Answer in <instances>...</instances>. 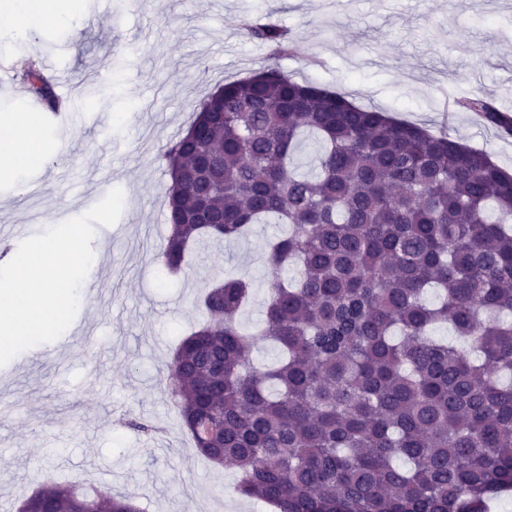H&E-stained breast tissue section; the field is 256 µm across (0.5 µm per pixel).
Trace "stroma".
Wrapping results in <instances>:
<instances>
[{"label":"stroma","instance_id":"35a3bbf8","mask_svg":"<svg viewBox=\"0 0 512 512\" xmlns=\"http://www.w3.org/2000/svg\"><path fill=\"white\" fill-rule=\"evenodd\" d=\"M68 18L26 37L0 25L12 59L57 60V94L74 105L59 125L29 109L27 84L0 87V113L29 114L48 160L0 175V227L34 236L124 192L118 221L97 226L92 287L70 328L0 367V512H18L43 483L112 487L140 512H271L235 490L238 471L195 449L170 392L168 365L202 318L220 273L253 284L240 316L255 331L270 278L264 257L279 225L198 251L173 274L155 258L169 233L166 147L225 81L276 67L361 106L444 132L512 170V138L470 113L444 117L447 92L481 94L512 114V0H66ZM289 29L294 52L246 38L243 18ZM145 431L132 429V422Z\"/></svg>","mask_w":512,"mask_h":512}]
</instances>
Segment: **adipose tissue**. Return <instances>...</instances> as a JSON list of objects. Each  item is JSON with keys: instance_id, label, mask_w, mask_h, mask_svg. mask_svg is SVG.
I'll use <instances>...</instances> for the list:
<instances>
[{"instance_id": "1", "label": "adipose tissue", "mask_w": 512, "mask_h": 512, "mask_svg": "<svg viewBox=\"0 0 512 512\" xmlns=\"http://www.w3.org/2000/svg\"><path fill=\"white\" fill-rule=\"evenodd\" d=\"M56 0H8L0 14L7 17L11 28L25 32L32 21L60 22L63 12L54 7ZM47 149L28 119L11 114L0 115V172L10 174L27 167Z\"/></svg>"}]
</instances>
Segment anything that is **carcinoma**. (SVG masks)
<instances>
[{"label":"carcinoma","mask_w":512,"mask_h":512,"mask_svg":"<svg viewBox=\"0 0 512 512\" xmlns=\"http://www.w3.org/2000/svg\"><path fill=\"white\" fill-rule=\"evenodd\" d=\"M244 32L276 52L287 30ZM29 90L49 108L37 64ZM501 136L512 116L458 103ZM306 135L317 167L297 171ZM168 161L158 256L172 273L204 238L273 218L257 368L238 322L253 284L206 285L207 320L179 344L172 390L195 448L274 512H487L512 489V174L479 149L269 67L211 93ZM445 323L468 346L430 336ZM37 512H139L133 497L53 483Z\"/></svg>","instance_id":"carcinoma-1"}]
</instances>
